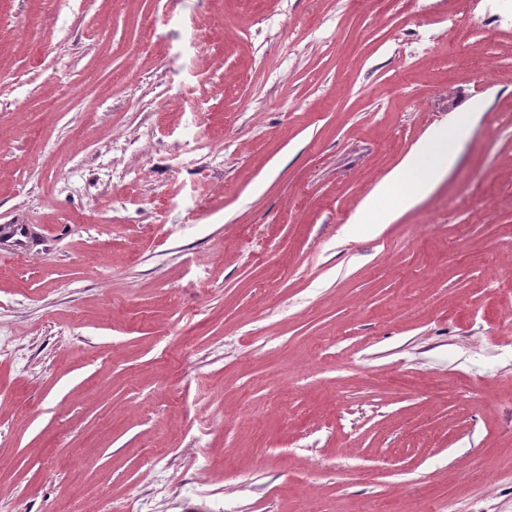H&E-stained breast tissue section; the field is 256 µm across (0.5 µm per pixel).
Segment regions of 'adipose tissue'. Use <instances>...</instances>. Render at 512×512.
Here are the masks:
<instances>
[{
  "mask_svg": "<svg viewBox=\"0 0 512 512\" xmlns=\"http://www.w3.org/2000/svg\"><path fill=\"white\" fill-rule=\"evenodd\" d=\"M448 138V132L444 129H435L430 131L425 144L416 146L405 159L401 169L392 172L384 181H382L376 191L375 196L369 199L363 205L361 211L355 216L354 221L358 224H388L394 218L393 212L381 209L378 200L381 197L389 195L394 187L399 183L404 172L423 169L425 180L422 185L423 192H430L435 183L455 164L456 155L454 151L445 150L436 151V144L445 142Z\"/></svg>",
  "mask_w": 512,
  "mask_h": 512,
  "instance_id": "adipose-tissue-1",
  "label": "adipose tissue"
}]
</instances>
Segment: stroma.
Segmentation results:
<instances>
[{
	"label": "stroma",
	"mask_w": 512,
	"mask_h": 512,
	"mask_svg": "<svg viewBox=\"0 0 512 512\" xmlns=\"http://www.w3.org/2000/svg\"><path fill=\"white\" fill-rule=\"evenodd\" d=\"M419 4L0 0V512H512V0ZM446 140H448V129H434L430 131L425 143L414 147L405 159L403 165L392 172L378 185L374 196L365 202L362 210L355 216V223H391L395 214L391 211L381 209L378 205L377 198L389 195L399 183L405 171L422 168L425 171L422 192H430L435 183L455 164L456 154L450 147H448L447 151L429 152L427 146L430 144H440Z\"/></svg>",
	"instance_id": "1"
}]
</instances>
